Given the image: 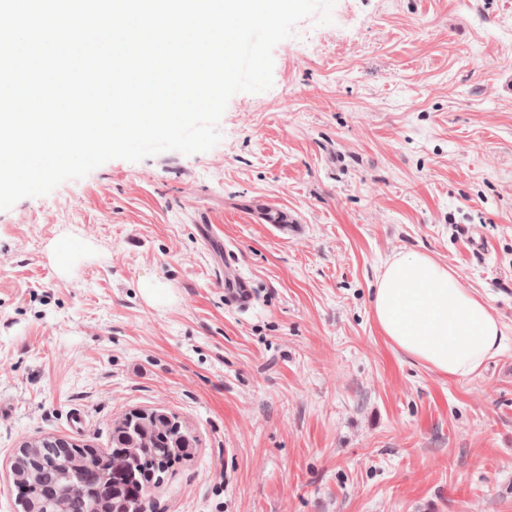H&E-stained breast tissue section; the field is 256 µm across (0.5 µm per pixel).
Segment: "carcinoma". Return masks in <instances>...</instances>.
I'll return each mask as SVG.
<instances>
[{
	"label": "carcinoma",
	"mask_w": 512,
	"mask_h": 512,
	"mask_svg": "<svg viewBox=\"0 0 512 512\" xmlns=\"http://www.w3.org/2000/svg\"><path fill=\"white\" fill-rule=\"evenodd\" d=\"M167 422L148 433L149 448L136 456H127L130 440L138 437L135 425L118 421L112 426L110 448L98 460L83 464V470L109 475L112 486L118 488L115 495L101 488V481L81 482L73 478L71 471L50 451L55 437L43 438L47 446L39 459L51 477L52 485L44 489L46 494H62L69 498L72 512H147L148 488L160 485L170 469L181 461L173 457L168 449L174 444L185 448L197 447L198 441L187 429L181 418L172 411L165 412ZM125 456V466L115 471L112 458Z\"/></svg>",
	"instance_id": "cac0c4a2"
}]
</instances>
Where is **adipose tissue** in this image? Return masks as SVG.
I'll return each mask as SVG.
<instances>
[{
    "label": "adipose tissue",
    "mask_w": 512,
    "mask_h": 512,
    "mask_svg": "<svg viewBox=\"0 0 512 512\" xmlns=\"http://www.w3.org/2000/svg\"><path fill=\"white\" fill-rule=\"evenodd\" d=\"M372 314L397 350L451 379L477 372L502 346V326L483 298L425 253L386 263Z\"/></svg>",
    "instance_id": "adipose-tissue-1"
}]
</instances>
